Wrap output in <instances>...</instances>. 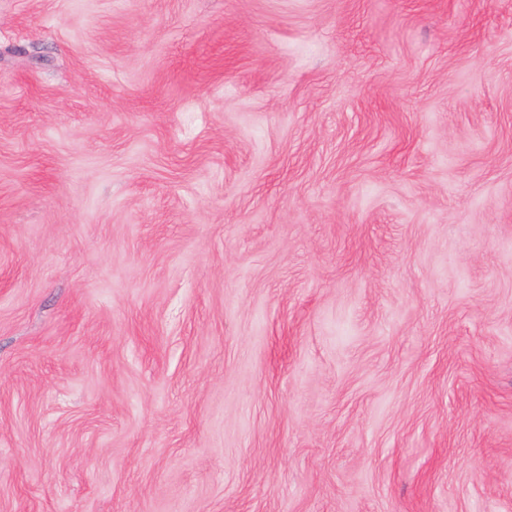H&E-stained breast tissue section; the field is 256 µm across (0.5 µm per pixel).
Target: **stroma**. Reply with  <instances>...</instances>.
I'll return each mask as SVG.
<instances>
[{
    "label": "stroma",
    "instance_id": "35a3bbf8",
    "mask_svg": "<svg viewBox=\"0 0 512 512\" xmlns=\"http://www.w3.org/2000/svg\"><path fill=\"white\" fill-rule=\"evenodd\" d=\"M0 512H512V0H0Z\"/></svg>",
    "mask_w": 512,
    "mask_h": 512
}]
</instances>
